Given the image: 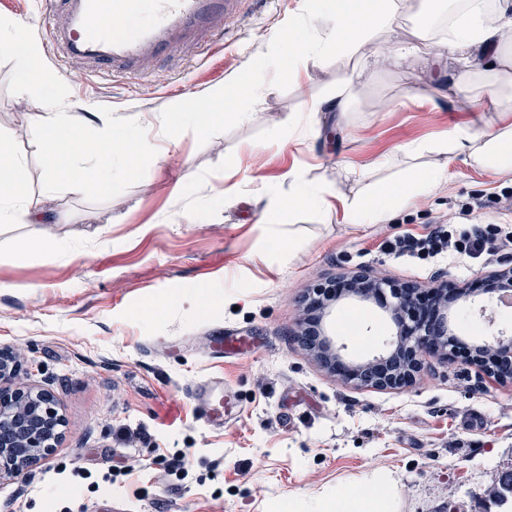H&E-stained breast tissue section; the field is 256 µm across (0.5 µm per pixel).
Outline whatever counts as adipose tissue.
I'll return each mask as SVG.
<instances>
[{"mask_svg":"<svg viewBox=\"0 0 512 512\" xmlns=\"http://www.w3.org/2000/svg\"><path fill=\"white\" fill-rule=\"evenodd\" d=\"M333 7V29L309 40L305 49L295 47L299 34L296 25L273 35L271 42L284 78L297 80L310 61L326 63L343 55L357 57L362 71L405 67L409 61L407 51L388 55L365 51L371 31L393 26L402 11L414 20L415 38L433 47L434 58L446 60L448 81L455 90L466 94L485 80L501 91L512 92V0H448V34L437 40L432 37L433 16L423 0H334ZM260 94V84L248 77L233 89L214 91L207 110L234 119ZM7 140V135L0 132V223L39 224L40 214L22 201L18 182L21 161L7 149ZM427 148L447 154L452 162L460 159L496 175L512 174V116L492 130L460 129L441 135ZM445 177V172L414 166L397 180L371 182L353 198L343 201V220L348 224L384 223L395 210L429 196ZM324 193V188L312 187L302 176H294L288 195L271 199L268 214L274 222L285 221L300 208L315 206ZM370 482L374 494L337 496L336 512H393L395 482L376 474Z\"/></svg>","mask_w":512,"mask_h":512,"instance_id":"ef3b65f1","label":"adipose tissue"}]
</instances>
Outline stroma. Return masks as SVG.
<instances>
[{
    "label": "stroma",
    "instance_id": "35a3bbf8",
    "mask_svg": "<svg viewBox=\"0 0 512 512\" xmlns=\"http://www.w3.org/2000/svg\"><path fill=\"white\" fill-rule=\"evenodd\" d=\"M0 16L32 28L46 65L69 88L65 109L103 128V108L145 126L157 154L139 182L104 202L81 192L48 193L31 129L35 100L12 94V64H0V130L22 161L28 205L41 230L64 247L42 253L30 226L0 227V347L21 363L16 387L47 390L62 417L54 451L0 484V512H333L340 492L364 489L372 472L394 479V512H512L484 495L512 469V381L499 382L463 358L424 356L403 389L337 381L298 341V322L316 285L364 268L428 288L447 275L470 286L512 265L464 254L398 258L384 241L421 234L485 201L481 220L512 226V212L489 197L512 193L497 176L445 153L411 146L467 124L497 121L449 95L433 106L434 85L407 68L365 72L349 112L317 113L303 103L328 96L350 77L352 56L311 62L299 82L275 66L244 116L171 112L175 99L202 105L265 62L271 37L298 22L327 34L330 9L309 16L306 0H253L201 51L154 61L152 75L124 77L66 57L49 35L40 0H0ZM446 171L447 182L383 224L342 219V200L362 187L357 170L389 178L411 165ZM327 187L322 206L271 224L272 196L287 195L292 173ZM330 324L350 353L381 354L392 327L366 303H336ZM512 333V307L476 297L456 325L465 341ZM246 346L213 356L210 339ZM223 380V424L200 417L188 389ZM183 473L169 474L175 452Z\"/></svg>",
    "mask_w": 512,
    "mask_h": 512
}]
</instances>
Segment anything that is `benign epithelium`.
<instances>
[{"label":"benign epithelium","mask_w":512,"mask_h":512,"mask_svg":"<svg viewBox=\"0 0 512 512\" xmlns=\"http://www.w3.org/2000/svg\"><path fill=\"white\" fill-rule=\"evenodd\" d=\"M493 287L484 295L512 288V267L489 277ZM471 292L439 284L421 291L407 282L377 278L365 270L336 281V288L319 285L308 298L309 314L303 319L299 341L313 352L322 367L344 383L375 388L409 386L426 353L452 355L457 339L451 332L450 312L469 301ZM340 298L378 304L389 315L396 332L392 348L371 359H353L346 346L321 328L330 315L331 302ZM18 370L11 352L0 348V424L10 422L13 431L0 437V481L22 473L50 454L60 438L61 418L50 394L11 388Z\"/></svg>","instance_id":"obj_1"}]
</instances>
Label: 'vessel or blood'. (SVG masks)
Listing matches in <instances>:
<instances>
[{
  "mask_svg": "<svg viewBox=\"0 0 512 512\" xmlns=\"http://www.w3.org/2000/svg\"><path fill=\"white\" fill-rule=\"evenodd\" d=\"M247 0H64L49 8L50 34L68 57L112 72L141 74L165 54L182 53L198 31L223 29ZM212 417L224 415L227 398L217 381L191 391Z\"/></svg>",
  "mask_w": 512,
  "mask_h": 512,
  "instance_id": "obj_1",
  "label": "vessel or blood"
}]
</instances>
